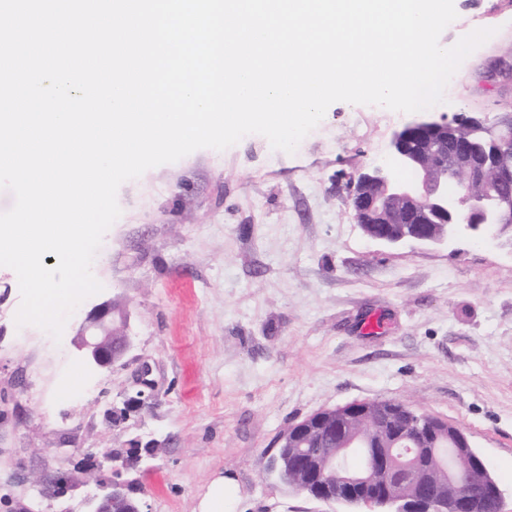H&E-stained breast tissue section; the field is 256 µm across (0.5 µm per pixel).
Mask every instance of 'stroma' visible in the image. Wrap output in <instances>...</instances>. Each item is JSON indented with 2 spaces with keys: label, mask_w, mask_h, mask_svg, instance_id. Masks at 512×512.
Listing matches in <instances>:
<instances>
[{
  "label": "stroma",
  "mask_w": 512,
  "mask_h": 512,
  "mask_svg": "<svg viewBox=\"0 0 512 512\" xmlns=\"http://www.w3.org/2000/svg\"><path fill=\"white\" fill-rule=\"evenodd\" d=\"M457 4L444 43L495 34L436 110L491 122L512 110V80L488 75L512 58V0ZM412 119L337 102L295 153L251 134L123 183L93 262L103 289L61 339L17 327L18 279L0 267V512H61L60 499L34 495L49 474L73 478L69 501L92 512L93 458L134 443L160 447L137 473L146 512H199L222 475L235 512H345L285 487L267 461L288 426L375 398L462 429L512 512V230L383 245L341 191L387 164ZM105 304L126 315L133 346L98 367L72 339ZM145 365L153 405L141 409Z\"/></svg>",
  "instance_id": "stroma-1"
}]
</instances>
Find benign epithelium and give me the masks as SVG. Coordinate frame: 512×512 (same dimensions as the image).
<instances>
[{"mask_svg":"<svg viewBox=\"0 0 512 512\" xmlns=\"http://www.w3.org/2000/svg\"><path fill=\"white\" fill-rule=\"evenodd\" d=\"M461 119L460 115L450 119L446 113L417 116L394 133L389 167H373L350 179L348 198L366 236L385 244L402 239L438 244L459 233L512 224L511 196L469 194L464 190L469 181L484 182L494 177L500 186L512 179V167L504 164L499 154L486 150L512 141V113L499 115L492 128L478 118H470L492 138L486 145L452 140L449 131ZM393 167L413 171L414 178L404 181L393 177ZM433 217L441 224L435 235L423 228ZM383 224H412L414 228L398 239L389 237L381 229ZM132 346L128 334H112V307L108 305L88 313L77 332V349L87 361L100 367L118 363ZM361 405L355 401L334 407L336 428L344 433L340 447L318 455L311 448L298 446L301 437L295 434V447L288 449V455L270 458L272 471L284 483L293 480V488L314 499L362 506L367 512H482L480 497L448 493V486L466 484L477 470L482 488L496 502V512H503L502 491L466 434L425 412L412 421L418 446L402 447L407 441L403 430L387 427L382 441L361 449L369 467H336L335 461L348 456L358 443L351 418ZM435 434L452 443L453 462L440 475L431 477L429 466L440 449L427 448L424 443ZM397 472L404 475L403 480L394 478ZM99 490L93 512H112L115 485L104 482Z\"/></svg>","mask_w":512,"mask_h":512,"instance_id":"7a95c632","label":"benign epithelium"}]
</instances>
